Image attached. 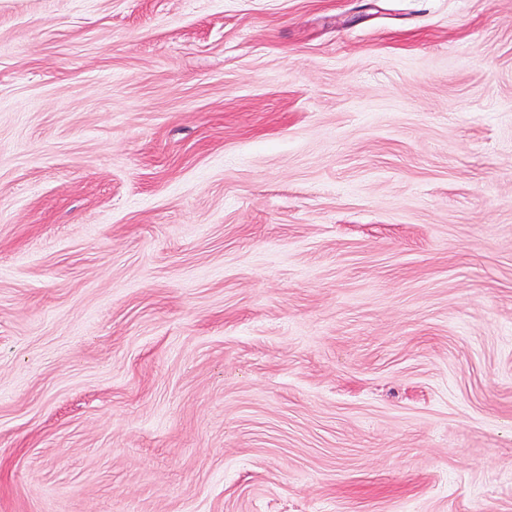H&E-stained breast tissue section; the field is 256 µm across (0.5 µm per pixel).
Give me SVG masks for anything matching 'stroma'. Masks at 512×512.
I'll use <instances>...</instances> for the list:
<instances>
[{"label": "stroma", "instance_id": "1", "mask_svg": "<svg viewBox=\"0 0 512 512\" xmlns=\"http://www.w3.org/2000/svg\"><path fill=\"white\" fill-rule=\"evenodd\" d=\"M0 512H512V0H0Z\"/></svg>", "mask_w": 512, "mask_h": 512}]
</instances>
